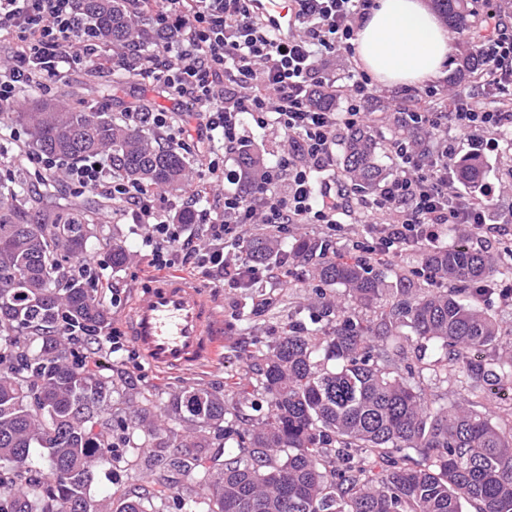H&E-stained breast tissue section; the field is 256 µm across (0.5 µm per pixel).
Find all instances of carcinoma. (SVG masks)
<instances>
[{
  "mask_svg": "<svg viewBox=\"0 0 512 512\" xmlns=\"http://www.w3.org/2000/svg\"><path fill=\"white\" fill-rule=\"evenodd\" d=\"M480 0H435L450 28L465 34L479 16ZM115 45L137 36L124 0H78ZM481 67L476 53L462 57L453 82ZM32 148L76 160L101 153L112 171L135 183L179 190L189 162L173 145L156 146L147 114L119 125L106 112L37 101L16 113ZM264 158L249 146L238 155L240 191L248 197ZM457 180L478 186L486 176L476 154L455 168ZM342 175L365 190L386 176L370 128L343 142ZM22 184L0 178V512H163L166 487L179 479L207 486L205 501L178 498L183 512H512V426L473 410L485 386L512 377V360L494 355L500 325L477 305L512 260L473 251L461 240L420 252L427 273L461 283V289L421 288L418 270L387 281L383 269L360 259L327 256L318 241L286 251L263 233L246 240V256L281 264L286 258L321 262L316 275L328 288L342 286L352 303L379 306L363 322L326 307L320 329L291 325L273 347L248 354L247 374L235 383V400L204 388H182L163 402L134 389L135 425L117 420L112 376L70 359L69 345L88 330L104 333L109 317L97 289L68 274L63 262L79 259L96 225L71 202L47 192L38 206L21 198ZM444 351L430 368L470 380L471 398L437 405L414 384L424 367L405 355L402 329ZM133 428L152 449L141 465L152 485H135L104 501L88 495L103 448L114 433ZM224 440L223 455L202 449ZM47 452L38 478L26 466L30 451ZM171 448H188L183 457Z\"/></svg>",
  "mask_w": 512,
  "mask_h": 512,
  "instance_id": "obj_1",
  "label": "carcinoma"
}]
</instances>
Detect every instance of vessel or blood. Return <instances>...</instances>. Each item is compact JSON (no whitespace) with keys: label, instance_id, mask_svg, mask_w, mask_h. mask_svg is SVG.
<instances>
[{"label":"vessel or blood","instance_id":"b4317fda","mask_svg":"<svg viewBox=\"0 0 512 512\" xmlns=\"http://www.w3.org/2000/svg\"><path fill=\"white\" fill-rule=\"evenodd\" d=\"M254 7L281 39L294 36L293 0H256ZM124 322L134 349L162 372L206 368L223 343L224 325L212 301L179 275L150 279L136 288Z\"/></svg>","mask_w":512,"mask_h":512}]
</instances>
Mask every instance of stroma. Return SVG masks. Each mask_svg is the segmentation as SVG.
Masks as SVG:
<instances>
[{
  "instance_id": "35a3bbf8",
  "label": "stroma",
  "mask_w": 512,
  "mask_h": 512,
  "mask_svg": "<svg viewBox=\"0 0 512 512\" xmlns=\"http://www.w3.org/2000/svg\"><path fill=\"white\" fill-rule=\"evenodd\" d=\"M51 99L65 98L75 108H92L110 113L117 122H125L126 115L138 105L165 107L176 111L177 104L165 97L161 88L140 76L127 78L120 87H113L111 70L93 67L74 69L58 82ZM25 130L14 120L13 113L0 112V171L14 170L22 176L30 192L42 188L32 165L22 157L29 140ZM81 201L91 206V216L98 226V238L87 251L100 259L95 275L99 279L98 296L107 307L111 326L124 325V301L129 300L132 288L151 276L144 258L140 256L141 237L136 224L118 203L95 192L81 194ZM491 226L480 233L469 235L468 245L475 250L502 253L512 244V185H503L490 206ZM120 242L131 258L120 268L112 265V244ZM314 262L298 260L288 267V285L276 287L274 281L262 280L251 288H216L204 277L190 274L191 282L203 286L216 311L224 321V347L220 359L210 367L188 372L162 373L148 364L125 363L121 370L138 388L167 392L184 386L200 384L211 389H223L225 382L238 379L246 367V355L251 340L273 345L288 321L310 322L317 315L324 299L334 305H346L349 299L345 288L326 289L314 274ZM120 297L121 305H113V297ZM141 448H117L111 460L97 471L89 490L94 499L119 497L131 485L145 482L147 476L134 467L136 458L144 456Z\"/></svg>"
}]
</instances>
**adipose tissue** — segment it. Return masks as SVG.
Listing matches in <instances>:
<instances>
[{"instance_id": "obj_1", "label": "adipose tissue", "mask_w": 512, "mask_h": 512, "mask_svg": "<svg viewBox=\"0 0 512 512\" xmlns=\"http://www.w3.org/2000/svg\"><path fill=\"white\" fill-rule=\"evenodd\" d=\"M354 44L361 67L389 86L441 77L450 54L448 28L426 0H375Z\"/></svg>"}]
</instances>
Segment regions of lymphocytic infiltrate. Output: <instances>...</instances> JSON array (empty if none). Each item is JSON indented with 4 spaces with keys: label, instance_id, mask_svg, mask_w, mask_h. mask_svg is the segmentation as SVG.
I'll return each mask as SVG.
<instances>
[{
    "label": "lymphocytic infiltrate",
    "instance_id": "f902f5d3",
    "mask_svg": "<svg viewBox=\"0 0 512 512\" xmlns=\"http://www.w3.org/2000/svg\"><path fill=\"white\" fill-rule=\"evenodd\" d=\"M252 2L126 0L132 18L159 37L156 50L145 53L133 44L115 48L104 41L76 0H0V38L13 41L9 60L0 63L1 112L20 102L23 88L50 93L65 69H104L116 61L168 94L188 98L199 126L221 133L224 148L209 151L200 181L223 182L225 154L245 145L240 133L244 117L260 126L276 124L284 132L287 146L263 169L253 200L228 191L218 212L195 211L194 220L205 225L210 242L205 250L185 237L182 225L170 221L165 195L113 179L105 159L94 156L65 165L40 153L27 157L41 179L65 169L74 192L111 197L134 223L147 225L146 259L155 271L188 267L222 288H240L263 276L261 264L244 257L232 262L224 254L226 244L242 245L252 225L281 236L292 224L319 225L328 238L340 234V217L349 203L341 179L330 172L336 133L357 129L371 117V77L357 71L340 86L321 64L352 50L372 0H296L300 31L285 42L262 22ZM485 27V39L472 46L482 58L476 80L503 92L512 83V29L493 10L486 14ZM321 90L343 100V107L315 105ZM396 120L406 128L438 132L439 139L424 150L409 138L392 141L396 171L362 204L377 233L366 248L374 260L390 259L410 242L437 244L451 224L481 230L493 189L487 185L481 195L462 197L448 176V160L462 140L479 152L494 150L490 133L512 125V109L489 108L475 97L454 93L448 111L400 108Z\"/></svg>",
    "mask_w": 512,
    "mask_h": 512
}]
</instances>
